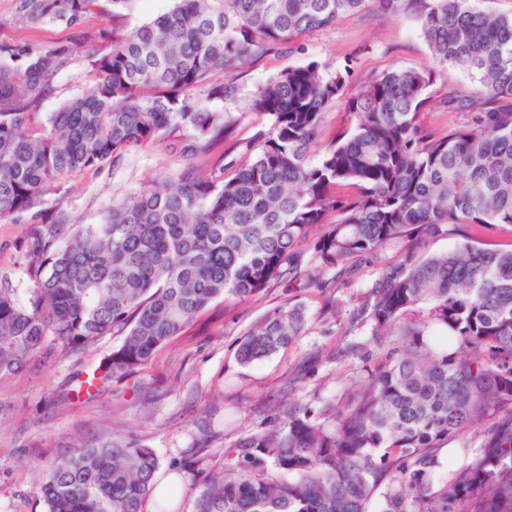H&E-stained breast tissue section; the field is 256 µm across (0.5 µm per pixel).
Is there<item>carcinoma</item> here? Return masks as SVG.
Instances as JSON below:
<instances>
[{
    "mask_svg": "<svg viewBox=\"0 0 512 512\" xmlns=\"http://www.w3.org/2000/svg\"><path fill=\"white\" fill-rule=\"evenodd\" d=\"M134 0H15L14 21L80 26ZM367 0H173L172 8L86 62L90 90L41 119L34 108L70 63L65 48L0 44V223L39 208L70 176L99 169L175 127L198 158L236 123L212 101L235 97L236 77L300 36L332 27ZM411 13L428 45L425 69H395L360 85L353 124L311 159L324 112L351 68L316 61L258 84L249 108L271 129L230 173L191 164L112 204L98 224L68 213L27 226L18 247L28 280L0 279V378L84 349L121 345L83 380L85 392L130 376L218 299L310 283L345 264L415 242L380 267L361 320L398 346L348 392L327 421L288 413L225 453L224 467L192 478L193 512H512V247L467 235L512 226V15L469 0H376ZM478 83L448 92L470 123L439 135L420 121L436 77ZM461 242L429 252L425 242ZM312 259L304 263L305 251ZM306 308L286 303L242 340L243 364L291 344ZM481 425L479 449L440 475L439 448ZM159 461L136 441L100 437L54 461L37 493L45 512H144Z\"/></svg>",
    "mask_w": 512,
    "mask_h": 512,
    "instance_id": "obj_1",
    "label": "carcinoma"
}]
</instances>
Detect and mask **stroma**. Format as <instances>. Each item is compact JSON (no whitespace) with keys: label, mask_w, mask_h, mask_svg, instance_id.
Returning a JSON list of instances; mask_svg holds the SVG:
<instances>
[{"label":"stroma","mask_w":512,"mask_h":512,"mask_svg":"<svg viewBox=\"0 0 512 512\" xmlns=\"http://www.w3.org/2000/svg\"><path fill=\"white\" fill-rule=\"evenodd\" d=\"M170 6L171 0H136L129 11L115 14L107 8L88 15L77 29L17 25L15 0H0V43L72 49L71 64L56 77L52 96L39 108L45 115L89 88L82 47L87 36L102 31L122 36ZM313 60L331 72L352 67L350 84L355 87L389 70L427 67L430 51L413 17L389 13L368 0L361 13L267 55L237 78L236 100L220 107L233 112L238 122L231 139L203 161L206 172L234 169L260 134L269 131L268 116L247 106L254 87ZM474 88L467 73L449 70L431 87L421 122L438 132L465 125L469 114L448 110L444 100L449 92L468 94ZM187 135V130H174L162 141L128 149L103 169L74 174L60 192L45 197L43 215L61 209L76 223H97L117 197L138 192L152 176L183 166L176 146ZM29 222L24 215L0 224V278L10 279L21 291L27 281L17 250ZM377 269V262L363 258L356 261L354 274L329 288L282 284L247 300H217L134 376L113 380L92 396L78 394L80 382L121 344V337L105 336L79 352L35 364L22 376L0 379V512H44L37 494L42 469L71 455L80 440H139L156 452L163 479L198 460L208 467L223 463L236 440L270 428L289 411L328 416L364 369L395 345L391 339L380 346L373 343L359 319ZM289 301L306 307L302 335L268 358L240 363L238 348L248 331Z\"/></svg>","instance_id":"35a3bbf8"}]
</instances>
